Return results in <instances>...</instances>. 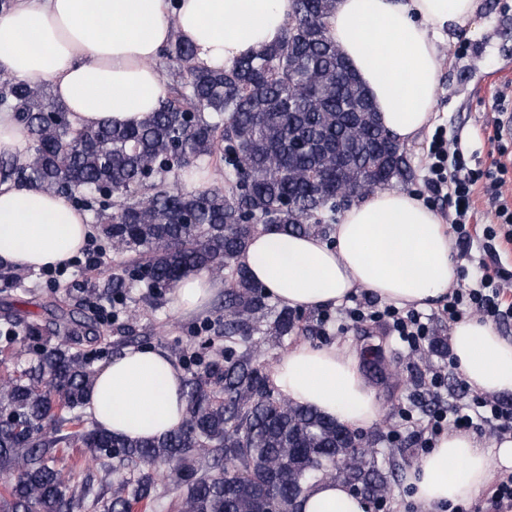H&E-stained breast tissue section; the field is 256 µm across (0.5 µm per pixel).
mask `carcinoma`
<instances>
[{
	"label": "carcinoma",
	"mask_w": 512,
	"mask_h": 512,
	"mask_svg": "<svg viewBox=\"0 0 512 512\" xmlns=\"http://www.w3.org/2000/svg\"><path fill=\"white\" fill-rule=\"evenodd\" d=\"M334 4L296 0L305 34L288 32L229 67L206 66L173 35L163 55L179 80L138 125L78 128L47 86L0 73V108L31 140L26 159L0 156V174L69 196L93 212L115 253L137 256L140 278L125 266L112 272V303L136 285L161 297L192 271L224 276V351L186 378L184 419L159 437L116 435L86 416L96 370L75 346L100 337L95 318L63 312L46 336L37 321L3 317L0 340L22 332L43 347L34 364L0 375V512H97L91 481L75 485L56 466L58 449L74 443L85 448L84 463L102 461L104 477H116L107 512L158 506L170 489L178 491L172 512H298L309 488L327 479L385 498L397 474L379 468L375 438L274 396L263 366L233 349L240 337L281 343L305 330L238 262L258 225L325 237L336 194L413 177L336 52L327 25ZM193 169L210 185L168 186ZM364 359L385 381L383 344L368 343Z\"/></svg>",
	"instance_id": "obj_1"
}]
</instances>
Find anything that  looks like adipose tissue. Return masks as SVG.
Wrapping results in <instances>:
<instances>
[{"mask_svg": "<svg viewBox=\"0 0 512 512\" xmlns=\"http://www.w3.org/2000/svg\"><path fill=\"white\" fill-rule=\"evenodd\" d=\"M295 0H12L0 10V70L51 86L80 126L137 123L158 109L164 78L153 60L173 34L192 43L200 62L231 66L277 44ZM481 0H336L330 37L369 89L385 129L402 145L437 119L439 45L464 26ZM87 215L62 195L0 177V263L56 267L79 255ZM453 241L435 211L399 190H378L347 209L329 240L259 230L239 262L281 304L336 306L359 290L402 308L427 307L460 282ZM220 285L186 274L169 296L182 316L204 312ZM457 369L473 391L512 392V339L492 323L467 317L450 333ZM269 379L278 394L351 429L382 415L354 347L293 345ZM187 407L184 375L157 348H128L95 375L88 411L112 433L153 437L178 427ZM512 468V434L493 449L468 433L440 435L410 467L407 480L423 512L469 503L491 467ZM339 481L312 485L300 512H368Z\"/></svg>", "mask_w": 512, "mask_h": 512, "instance_id": "1", "label": "adipose tissue"}]
</instances>
